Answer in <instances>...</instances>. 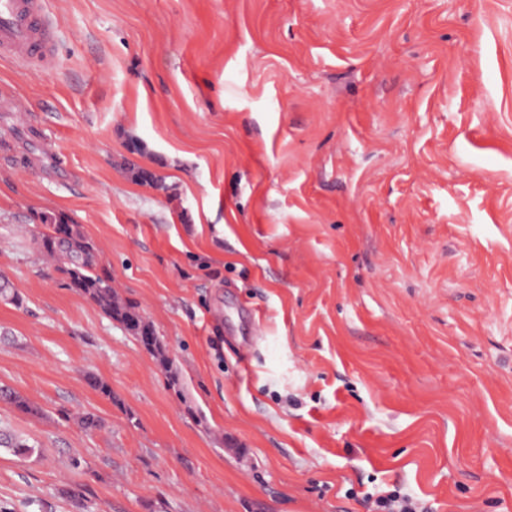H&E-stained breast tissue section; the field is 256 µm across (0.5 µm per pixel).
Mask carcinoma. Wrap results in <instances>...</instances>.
<instances>
[{"label": "carcinoma", "instance_id": "obj_1", "mask_svg": "<svg viewBox=\"0 0 512 512\" xmlns=\"http://www.w3.org/2000/svg\"><path fill=\"white\" fill-rule=\"evenodd\" d=\"M37 220L38 230L33 241L57 261L55 270L65 279L66 287L97 304L107 316L123 325L163 367H168L170 359L163 339L137 304L117 297L112 288V275L100 262L99 250L78 225L61 214L42 213Z\"/></svg>", "mask_w": 512, "mask_h": 512}]
</instances>
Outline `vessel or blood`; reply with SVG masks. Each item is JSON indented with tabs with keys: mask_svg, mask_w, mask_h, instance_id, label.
<instances>
[{
	"mask_svg": "<svg viewBox=\"0 0 512 512\" xmlns=\"http://www.w3.org/2000/svg\"><path fill=\"white\" fill-rule=\"evenodd\" d=\"M55 31L46 0H0V57L38 70L55 61Z\"/></svg>",
	"mask_w": 512,
	"mask_h": 512,
	"instance_id": "obj_1",
	"label": "vessel or blood"
}]
</instances>
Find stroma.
<instances>
[{
    "mask_svg": "<svg viewBox=\"0 0 512 512\" xmlns=\"http://www.w3.org/2000/svg\"><path fill=\"white\" fill-rule=\"evenodd\" d=\"M47 10L54 66L0 62V387L31 405L0 432L34 448L0 447V512H512V0ZM33 235L37 247L57 261L55 270L67 288L97 304L111 319L119 322L165 368L170 365L166 345L154 326L142 315L137 304L122 301L112 288V275L101 264L99 250L79 230L77 224L59 215L37 216ZM64 224L66 233L58 236ZM375 505L377 512H423L416 500L409 496H401L395 490L379 495Z\"/></svg>",
    "mask_w": 512,
    "mask_h": 512,
    "instance_id": "1",
    "label": "stroma"
}]
</instances>
